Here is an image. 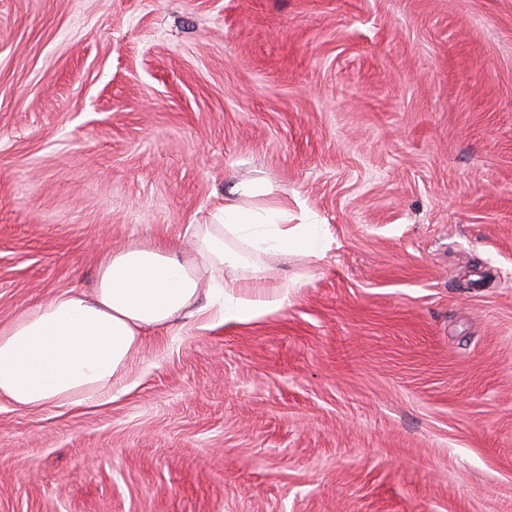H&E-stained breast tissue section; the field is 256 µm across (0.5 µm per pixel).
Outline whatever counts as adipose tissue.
I'll return each mask as SVG.
<instances>
[{
  "label": "adipose tissue",
  "mask_w": 512,
  "mask_h": 512,
  "mask_svg": "<svg viewBox=\"0 0 512 512\" xmlns=\"http://www.w3.org/2000/svg\"><path fill=\"white\" fill-rule=\"evenodd\" d=\"M262 178L239 180L209 224H194L192 256L158 244L106 253L92 293L70 289L0 327V397L23 407L79 404L108 393L145 330L194 316L244 321L267 305L246 297L225 269L249 264V251L318 249L316 225L296 224Z\"/></svg>",
  "instance_id": "obj_1"
}]
</instances>
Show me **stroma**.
Returning <instances> with one entry per match:
<instances>
[{
    "label": "stroma",
    "mask_w": 512,
    "mask_h": 512,
    "mask_svg": "<svg viewBox=\"0 0 512 512\" xmlns=\"http://www.w3.org/2000/svg\"><path fill=\"white\" fill-rule=\"evenodd\" d=\"M257 176L287 301L1 397L0 512H512V0H0V325Z\"/></svg>",
    "instance_id": "35a3bbf8"
}]
</instances>
